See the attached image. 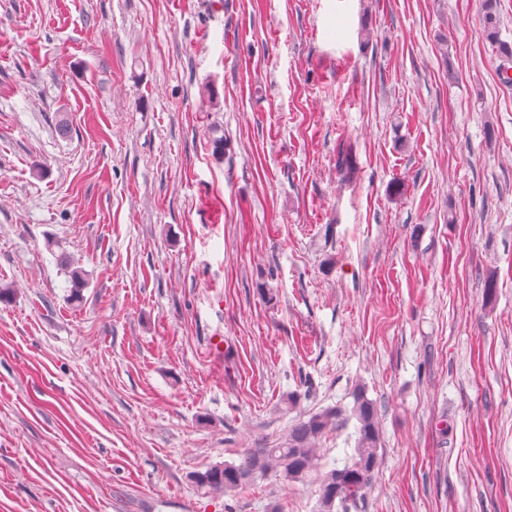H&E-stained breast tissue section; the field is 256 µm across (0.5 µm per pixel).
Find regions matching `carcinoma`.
I'll return each mask as SVG.
<instances>
[{"label": "carcinoma", "mask_w": 512, "mask_h": 512, "mask_svg": "<svg viewBox=\"0 0 512 512\" xmlns=\"http://www.w3.org/2000/svg\"><path fill=\"white\" fill-rule=\"evenodd\" d=\"M481 35L499 55L512 59V44L500 39L495 0H485ZM355 420L353 453L341 466L321 463L319 443L327 432ZM381 433L375 404L363 390L354 394L351 409L326 406L299 417L288 429L284 442L252 448L237 463H226L194 475L201 488L232 493L258 476L274 473L289 483H310L318 494L317 512H350L379 465Z\"/></svg>", "instance_id": "obj_1"}]
</instances>
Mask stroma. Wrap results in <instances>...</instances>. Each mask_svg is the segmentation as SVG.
Segmentation results:
<instances>
[{
	"label": "stroma",
	"mask_w": 512,
	"mask_h": 512,
	"mask_svg": "<svg viewBox=\"0 0 512 512\" xmlns=\"http://www.w3.org/2000/svg\"><path fill=\"white\" fill-rule=\"evenodd\" d=\"M482 15L0 0V512H315L192 476L359 388L357 512H512V60Z\"/></svg>",
	"instance_id": "stroma-1"
}]
</instances>
